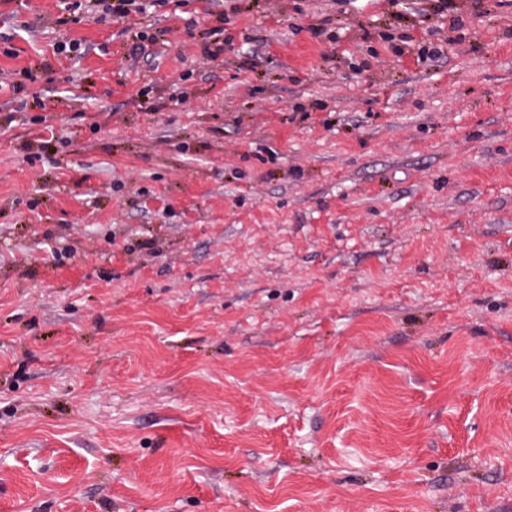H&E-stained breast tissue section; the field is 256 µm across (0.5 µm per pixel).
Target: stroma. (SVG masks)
<instances>
[{"label":"stroma","instance_id":"35a3bbf8","mask_svg":"<svg viewBox=\"0 0 512 512\" xmlns=\"http://www.w3.org/2000/svg\"><path fill=\"white\" fill-rule=\"evenodd\" d=\"M60 6H0V512H512V0ZM145 0H87L88 5L83 4V0H75L74 3H64L63 9L75 14L78 10H83L86 18L91 19L98 24H109L112 22V16L128 17L131 13L143 15L146 13ZM83 7V8H82ZM72 10V12H71Z\"/></svg>","mask_w":512,"mask_h":512}]
</instances>
